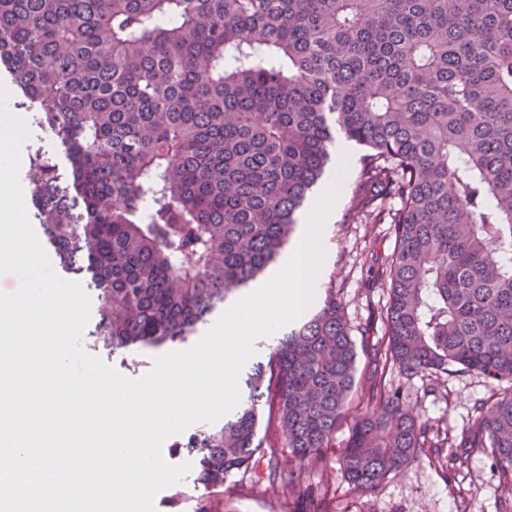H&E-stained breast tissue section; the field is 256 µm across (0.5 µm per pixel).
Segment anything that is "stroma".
I'll use <instances>...</instances> for the list:
<instances>
[{
  "instance_id": "stroma-1",
  "label": "stroma",
  "mask_w": 512,
  "mask_h": 512,
  "mask_svg": "<svg viewBox=\"0 0 512 512\" xmlns=\"http://www.w3.org/2000/svg\"><path fill=\"white\" fill-rule=\"evenodd\" d=\"M348 152V170L339 188L340 198L324 229L318 295L308 311L316 313L327 296H335L343 307L353 338L358 340L365 324L380 314L388 299L386 290L373 283L365 256L371 251L390 253L393 241L387 225L347 223L362 151L352 145ZM90 353L122 376L138 379L150 371L154 359L164 355L165 350L160 347L112 351L94 347ZM388 377L393 385L402 387L410 405L443 438L467 426L475 401L490 399L498 389L496 381L464 371L421 373L408 378L394 370ZM351 422L347 416L338 426L330 448L325 451L328 468L320 474L335 490L336 512H499L502 488L490 459L482 454L472 455L467 466L456 471L446 458L431 453L389 476L378 493L351 488L336 463ZM293 508L287 496L255 484L253 474L237 473L224 482L223 512H292Z\"/></svg>"
}]
</instances>
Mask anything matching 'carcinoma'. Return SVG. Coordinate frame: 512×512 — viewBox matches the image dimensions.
Returning a JSON list of instances; mask_svg holds the SVG:
<instances>
[{
  "label": "carcinoma",
  "mask_w": 512,
  "mask_h": 512,
  "mask_svg": "<svg viewBox=\"0 0 512 512\" xmlns=\"http://www.w3.org/2000/svg\"><path fill=\"white\" fill-rule=\"evenodd\" d=\"M0 72L59 139L36 151L27 198L62 270L88 281L92 331L114 349L182 341L279 255L340 141L363 150L350 220L389 225L365 263L387 290L382 333L356 344L323 307L253 364L200 448V512L268 458V485L314 493L370 362L339 453L375 493L434 447L388 370H463L500 387L450 445L512 487V0H0ZM267 407L280 442L257 440ZM296 466L273 467L282 449Z\"/></svg>",
  "instance_id": "obj_1"
}]
</instances>
